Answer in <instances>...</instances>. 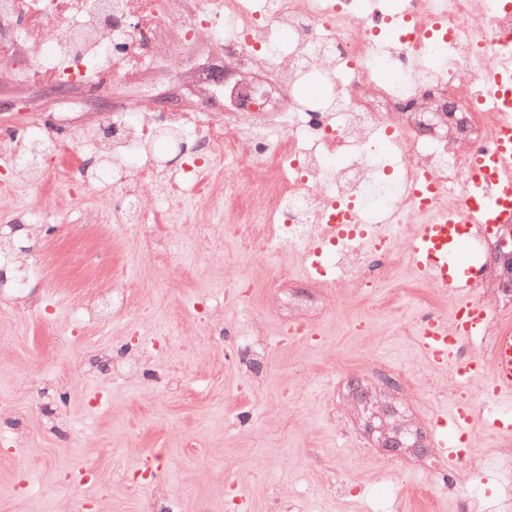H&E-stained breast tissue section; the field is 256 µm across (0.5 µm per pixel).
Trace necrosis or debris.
Here are the masks:
<instances>
[{
    "label": "necrosis or debris",
    "instance_id": "obj_1",
    "mask_svg": "<svg viewBox=\"0 0 512 512\" xmlns=\"http://www.w3.org/2000/svg\"><path fill=\"white\" fill-rule=\"evenodd\" d=\"M183 38L250 72L251 105L217 76L191 111L111 98L114 83L162 69ZM510 61L512 11L486 0H0V78L66 104L41 126L0 128V200L40 202L0 221V298L40 279L15 227L50 223L61 182L83 223L120 225L127 249L164 266L184 262L179 226L205 243L220 224L287 273L289 256L331 237L333 209L349 203L375 238L337 250L330 285L385 287L420 218L405 186L427 175L435 207L458 199L473 151L502 121L476 76ZM310 84L320 97L302 96ZM432 93L460 102L476 143L405 125ZM92 164L107 169L103 185L86 177Z\"/></svg>",
    "mask_w": 512,
    "mask_h": 512
}]
</instances>
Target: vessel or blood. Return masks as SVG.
<instances>
[{
	"mask_svg": "<svg viewBox=\"0 0 512 512\" xmlns=\"http://www.w3.org/2000/svg\"><path fill=\"white\" fill-rule=\"evenodd\" d=\"M488 98L505 119L494 143L474 153L463 179L462 197L454 207L432 211L427 223L419 225L407 243L408 258L415 273L431 286L451 290L456 296L449 317H427L418 330L419 345L434 362L448 363L458 383L468 385L487 376L493 397H512V326L499 329L490 359L465 356L464 345L490 326L492 310L475 293L484 277V264L467 250V228L488 230L493 225L512 223V67L486 70L479 78ZM334 244L365 242L368 231L354 230L347 210H339ZM471 405L455 407L441 417L446 433L439 445L457 448L473 423Z\"/></svg>",
	"mask_w": 512,
	"mask_h": 512,
	"instance_id": "vessel-or-blood-1",
	"label": "vessel or blood"
}]
</instances>
